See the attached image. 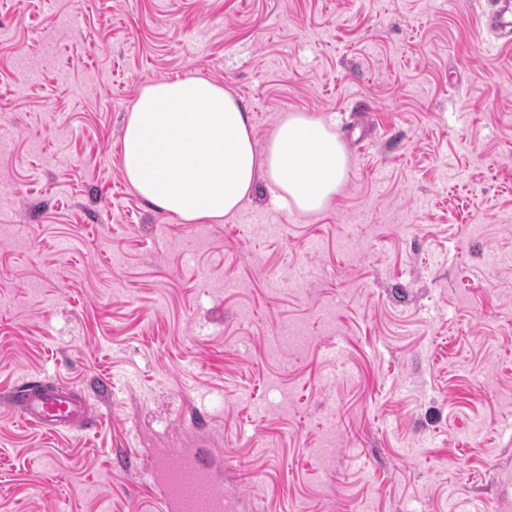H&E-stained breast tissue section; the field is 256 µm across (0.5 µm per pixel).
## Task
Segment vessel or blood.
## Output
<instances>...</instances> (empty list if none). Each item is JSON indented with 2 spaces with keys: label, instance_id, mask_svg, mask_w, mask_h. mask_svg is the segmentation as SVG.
I'll return each instance as SVG.
<instances>
[{
  "label": "vessel or blood",
  "instance_id": "vessel-or-blood-1",
  "mask_svg": "<svg viewBox=\"0 0 512 512\" xmlns=\"http://www.w3.org/2000/svg\"><path fill=\"white\" fill-rule=\"evenodd\" d=\"M496 11L485 14L482 24L503 43L512 42V0H496ZM22 423L51 431L75 427L96 428L97 416L88 404L63 386L25 384L0 396ZM210 448H190L179 460L160 455L154 460L149 491L163 512H224L227 499L223 475L213 464Z\"/></svg>",
  "mask_w": 512,
  "mask_h": 512
}]
</instances>
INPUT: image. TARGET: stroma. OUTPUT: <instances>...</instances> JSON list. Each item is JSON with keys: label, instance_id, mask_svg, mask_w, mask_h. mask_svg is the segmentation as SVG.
I'll list each match as a JSON object with an SVG mask.
<instances>
[{"label": "stroma", "instance_id": "stroma-1", "mask_svg": "<svg viewBox=\"0 0 512 512\" xmlns=\"http://www.w3.org/2000/svg\"><path fill=\"white\" fill-rule=\"evenodd\" d=\"M492 7L0 0V394L45 379L100 416L46 432L0 404V512H157L153 459L203 442L235 512H512V46ZM186 76L233 91L260 149L282 113L331 124L349 173L329 207L260 182L188 224L138 195L125 118Z\"/></svg>", "mask_w": 512, "mask_h": 512}]
</instances>
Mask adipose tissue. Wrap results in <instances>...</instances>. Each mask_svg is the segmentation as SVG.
Returning <instances> with one entry per match:
<instances>
[{
    "mask_svg": "<svg viewBox=\"0 0 512 512\" xmlns=\"http://www.w3.org/2000/svg\"><path fill=\"white\" fill-rule=\"evenodd\" d=\"M121 166L142 198L194 224L240 211L261 176L279 202L320 213L344 185L348 158L336 132L303 112L282 114L256 150L240 101L187 76L142 89L124 126Z\"/></svg>",
    "mask_w": 512,
    "mask_h": 512,
    "instance_id": "adipose-tissue-1",
    "label": "adipose tissue"
}]
</instances>
